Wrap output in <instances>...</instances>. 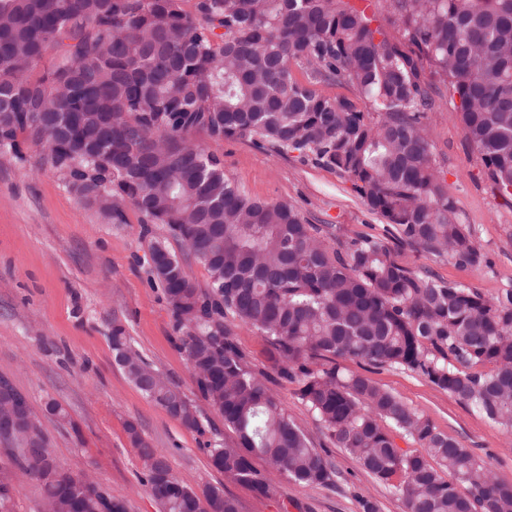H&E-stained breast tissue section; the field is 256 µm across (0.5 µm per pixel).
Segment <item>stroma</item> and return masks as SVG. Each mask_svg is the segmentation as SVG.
<instances>
[{
    "label": "stroma",
    "instance_id": "stroma-1",
    "mask_svg": "<svg viewBox=\"0 0 512 512\" xmlns=\"http://www.w3.org/2000/svg\"><path fill=\"white\" fill-rule=\"evenodd\" d=\"M432 87L439 107L424 123L448 195L483 256L473 268L396 244L335 172L249 140L225 141L214 150L247 196L291 203L308 223L333 225L342 240L380 238L393 245L403 265L431 270L494 299L512 289V196L498 191L466 139L458 99L441 81ZM26 155L20 163L0 154V377L42 413L61 464L89 474L113 498L124 500L128 512H159L137 478L141 466L125 432L126 422L135 421L155 447L169 452L180 480L198 490H223L238 501L240 512H359L361 497L375 502L379 512H404L397 496L339 448L330 454L345 481L335 493L279 480L273 494L262 496L217 472L205 446L233 434L200 395L162 291L148 280L147 243L139 236L137 212L128 210L124 224L103 220L63 175L41 164L39 147H29ZM116 318L126 324L135 349L191 400L201 430L186 428L129 382L109 342ZM340 367L398 394L497 477L512 481V436L480 413L401 368L352 360ZM50 400L67 411V421L46 414Z\"/></svg>",
    "mask_w": 512,
    "mask_h": 512
}]
</instances>
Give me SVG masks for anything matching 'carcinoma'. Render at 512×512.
I'll list each match as a JSON object with an SVG mask.
<instances>
[{
	"mask_svg": "<svg viewBox=\"0 0 512 512\" xmlns=\"http://www.w3.org/2000/svg\"><path fill=\"white\" fill-rule=\"evenodd\" d=\"M386 23L358 0H0V151L41 158L114 224L139 215L149 281L161 287L201 396L235 433L206 451L224 477L270 495L272 473L336 486L328 449L288 415L283 379L325 439L398 496L405 512H512V483L397 394L338 359L411 371L512 435V291H479L402 265L381 239L337 246L284 202L247 197L195 142L250 140L329 169L400 242L460 267L483 255L440 176L425 114L436 108L418 60L460 101L467 140L512 194V0H387ZM393 27L398 36L389 34ZM414 47L413 54L402 42ZM49 55L50 75L38 67ZM303 71L305 81L293 78ZM355 97L327 98L322 84ZM207 272L187 274L154 225ZM240 323L270 347L275 373L250 366ZM127 379L189 429L202 427L178 386L155 377L125 325L109 336ZM139 483L161 512H239L218 488L178 479L169 456L126 424ZM416 444L401 448L395 436ZM0 512H13V469L58 512H127L71 469L0 439Z\"/></svg>",
	"mask_w": 512,
	"mask_h": 512,
	"instance_id": "obj_1",
	"label": "carcinoma"
}]
</instances>
